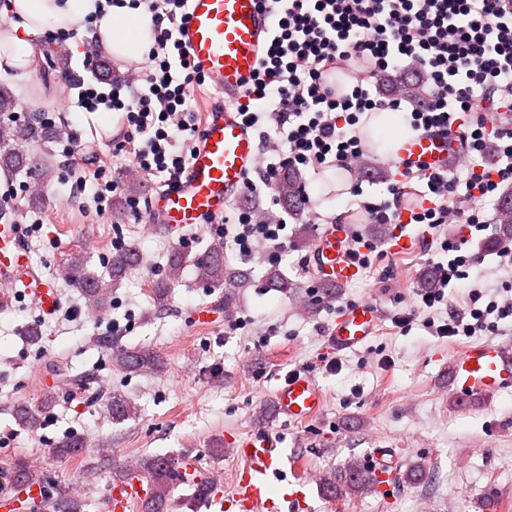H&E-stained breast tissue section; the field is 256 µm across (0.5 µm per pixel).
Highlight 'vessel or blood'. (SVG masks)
<instances>
[{"label":"vessel or blood","mask_w":512,"mask_h":512,"mask_svg":"<svg viewBox=\"0 0 512 512\" xmlns=\"http://www.w3.org/2000/svg\"><path fill=\"white\" fill-rule=\"evenodd\" d=\"M188 20L179 38L206 86L224 104L209 112L194 145L186 170L150 198L151 215L171 230L200 224L223 215L226 204L246 193V182L258 167V137L244 121L234 101L258 71L271 42V16L261 0H187ZM457 144L448 135L423 132L399 140L393 148L396 163L422 171L447 168ZM318 278L327 285L349 284L361 274L351 256L350 230L344 224L327 225L312 250ZM23 288L45 312L59 303V291L32 271L29 255L15 225H0V299ZM378 310L369 302L347 307L330 329L337 350L348 351L374 336ZM452 371L459 396L497 388L512 380V350L499 344L473 347L454 359ZM325 402L321 387L308 376L291 375L275 391L279 416L299 422L316 417ZM241 461L231 489L214 501L221 512H283L295 494L273 497L268 478L283 460L280 439L258 431L232 440ZM148 487L137 476L116 483L110 495L96 502L97 512H128L144 498ZM44 488L30 483L0 493V512H40Z\"/></svg>","instance_id":"1"}]
</instances>
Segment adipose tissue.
<instances>
[{"mask_svg":"<svg viewBox=\"0 0 512 512\" xmlns=\"http://www.w3.org/2000/svg\"><path fill=\"white\" fill-rule=\"evenodd\" d=\"M95 10V0H0V78L28 74L43 29H83ZM99 34L108 57L136 64L154 44L149 19L127 6L110 7Z\"/></svg>","mask_w":512,"mask_h":512,"instance_id":"ef3b65f1","label":"adipose tissue"}]
</instances>
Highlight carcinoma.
Here are the masks:
<instances>
[{"label":"carcinoma","mask_w":512,"mask_h":512,"mask_svg":"<svg viewBox=\"0 0 512 512\" xmlns=\"http://www.w3.org/2000/svg\"><path fill=\"white\" fill-rule=\"evenodd\" d=\"M17 102L14 94L6 85L0 84V169L7 174L26 173L35 180V184L46 182L52 177L50 166L38 161L37 157L19 148L24 142L45 145L62 138L67 133L64 120L47 121L40 112H28L25 119L16 118ZM298 176L293 173L282 175L275 185L278 195L287 203L294 201L298 192ZM504 208L499 214V235L502 239H512V194L504 197ZM138 263V254L134 249L124 250L112 257L110 281L84 270V258L75 255L70 258L68 270L70 276L78 277L85 296L93 304L103 308L107 305V294L113 283L120 280ZM199 280L222 285L227 292L224 298L232 296V290L242 287L248 273L224 266V254L217 247L195 262ZM96 345L112 350L115 364L127 372H159L162 362L149 348L143 346L127 347L118 344V339L110 335L93 338ZM49 405L45 401L38 406L19 405L15 408V418L31 431L41 426L42 410ZM108 412L115 423H121L136 416L137 408L120 396H112L106 403ZM172 461L168 455L143 456L138 460L139 472L147 475L152 484L150 496L143 501V512H169L170 486L169 476ZM0 477L13 483L38 481L47 489L45 508L56 512L65 506L69 512H78V504L70 498V493L48 481L36 469L25 462H17L12 467L0 471ZM376 474L366 469L360 460L351 459L346 468L327 477L323 490L330 497L355 495L374 486Z\"/></svg>","instance_id":"1"}]
</instances>
